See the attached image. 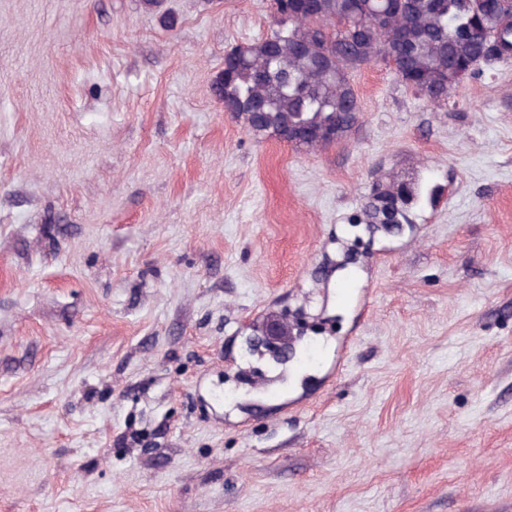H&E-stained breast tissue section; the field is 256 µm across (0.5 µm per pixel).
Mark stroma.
<instances>
[{"instance_id":"1","label":"stroma","mask_w":512,"mask_h":512,"mask_svg":"<svg viewBox=\"0 0 512 512\" xmlns=\"http://www.w3.org/2000/svg\"><path fill=\"white\" fill-rule=\"evenodd\" d=\"M276 28L0 0V512H512V61L448 108L365 66L355 127L298 150L212 90ZM392 175L434 201L351 226ZM271 309L330 358L274 394Z\"/></svg>"}]
</instances>
